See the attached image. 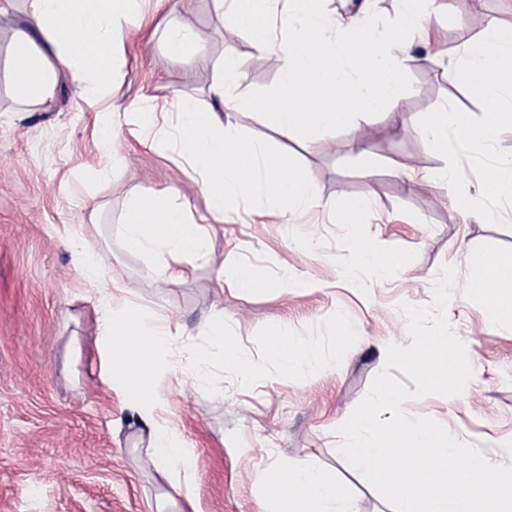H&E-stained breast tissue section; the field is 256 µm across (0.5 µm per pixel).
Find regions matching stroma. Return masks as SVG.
Returning <instances> with one entry per match:
<instances>
[{"instance_id":"stroma-1","label":"stroma","mask_w":512,"mask_h":512,"mask_svg":"<svg viewBox=\"0 0 512 512\" xmlns=\"http://www.w3.org/2000/svg\"><path fill=\"white\" fill-rule=\"evenodd\" d=\"M144 22L125 39L112 109V131L123 157L110 180L99 179L97 148L100 108L61 79L51 111L24 117L0 90V512H157L171 486L143 468L147 442L120 394L109 393L94 367L97 325L89 284L75 267L68 233L79 232L92 249L107 252L106 279L127 288L138 301L161 304L187 331L174 345L172 373L164 388L165 416L197 456L201 512H258L264 474L278 459H306L342 482L357 512H394L383 495L339 452L337 422L367 395L385 366L378 341L409 345L399 306H429L442 266H454L457 287L446 310L466 347L474 375L458 401L424 396L405 402L411 416L449 428L455 439L497 458L512 440V326L485 319L465 288L478 251H511L512 224L505 227L476 214L447 222V189L434 183L409 187L399 163L418 172L442 167L418 127L419 118L442 103L480 113L463 86L448 81V61L466 43L479 40L490 20L512 27V0H451L429 24L419 53L430 62L407 72L399 109L408 122L394 129L382 114L357 116L369 155L350 154V132L318 144L284 140L254 112H232L242 134L288 151L317 182L323 207L306 212L291 233L273 214L256 215L243 201L237 213L215 221L204 197L165 156L142 149L135 112L162 111L184 95L200 107L213 64L226 50L243 62V96L269 94L277 75L248 37L222 20L210 0H181L155 10L143 6ZM189 26L207 63L167 56L169 21ZM180 186L190 215L208 236L212 258L172 288L145 274L144 257L124 250L120 222L129 198L144 187ZM373 205L361 219V236L392 243L406 258L397 275L369 284L357 296L340 282L351 255L343 225L329 206L356 196ZM258 268L270 276L283 268L302 273L311 285L292 292L249 298L222 295L219 264ZM223 304L232 326L227 341L257 362L264 361L280 330L314 344L322 363L300 376L271 370L267 381L245 386L216 364L209 385L185 377L189 350L207 346L198 323ZM346 311L355 335H333L332 312Z\"/></svg>"}]
</instances>
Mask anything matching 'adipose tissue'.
Wrapping results in <instances>:
<instances>
[{
    "label": "adipose tissue",
    "instance_id": "obj_1",
    "mask_svg": "<svg viewBox=\"0 0 512 512\" xmlns=\"http://www.w3.org/2000/svg\"><path fill=\"white\" fill-rule=\"evenodd\" d=\"M25 19L13 20L17 3ZM324 0H287L284 25L288 38L277 42L273 0H212L214 11L245 31L253 47L275 61L278 90L253 96L238 107L258 113L281 137L319 143L336 131L352 128L364 112L382 113L402 122L397 108L403 74L415 62L407 31L425 33L423 0H402L399 26L382 31L373 18L376 0H350L352 14L342 18L328 11ZM141 0H0V23H9L6 49V93L25 113L50 111L61 78L104 106L112 104L114 72L125 33L139 22ZM239 57L225 53L208 88L211 104L199 109L182 97L164 113L162 126L147 121L137 136L145 149L165 153L198 186L213 217L235 212L240 201L274 209L294 220L301 211L320 205L315 178L307 167L273 150L264 141L245 136L224 122V106L244 81ZM177 188L137 191L121 224L129 253L147 258L146 271L161 286L185 281L211 249L186 203L175 202ZM367 197H356L342 208L354 260L341 280L361 290L365 277L390 280L403 262L393 246H379L356 232L358 216L369 210ZM75 266L95 286V314L100 351L99 376L120 391L128 409L148 431L143 467L176 482L190 512L197 507L196 459L181 435L163 415L162 389L170 374V356L184 327L157 304H141L116 293L102 280L108 254L85 247L81 236L69 239ZM221 283L235 297L304 287L293 271L271 278L238 268H222ZM468 294L483 306L492 322L512 324V253L476 254L467 279ZM206 347L188 354L187 375L199 387L210 381L213 360L222 357L225 371L241 382L268 379L267 364L287 373H303L319 365L312 344L280 334L267 363L254 362L230 346L224 316L203 320ZM125 336L116 348L112 338ZM267 491L259 512H356L352 497L336 479L303 462H274L265 476Z\"/></svg>",
    "mask_w": 512,
    "mask_h": 512
}]
</instances>
